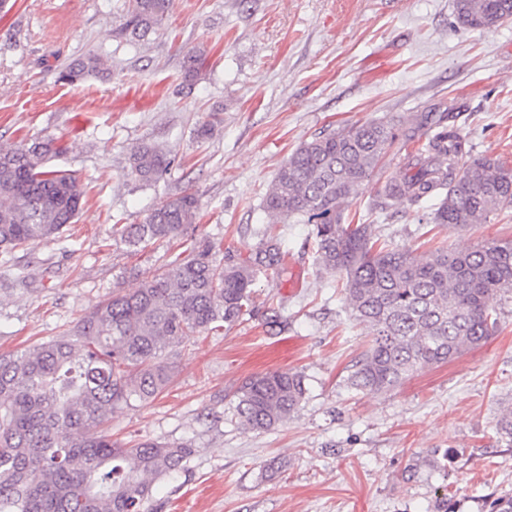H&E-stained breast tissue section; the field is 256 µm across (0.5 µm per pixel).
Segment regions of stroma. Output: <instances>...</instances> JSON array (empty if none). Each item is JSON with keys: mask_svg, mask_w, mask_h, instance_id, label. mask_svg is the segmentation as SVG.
<instances>
[{"mask_svg": "<svg viewBox=\"0 0 512 512\" xmlns=\"http://www.w3.org/2000/svg\"><path fill=\"white\" fill-rule=\"evenodd\" d=\"M454 0H170L162 30L122 35L130 0H6L0 7V143L33 137L65 148L52 168L75 171L85 203L60 238L0 255V354L59 336L116 289L152 275L180 246L133 253L116 224L143 223L185 188L199 199L194 239L217 260L256 265L262 201L303 142L383 119L404 130L424 112L456 113L473 153L512 166V21L489 30L457 24ZM204 63L184 76V53ZM98 54L112 78L59 81L70 59ZM216 126L209 139L195 128ZM136 145L171 164L155 182L128 173ZM406 173L392 144L349 213L383 241L420 253L466 251L512 239V209L451 229L408 202L372 203ZM286 268L261 273L254 300L231 328L190 336L172 355L154 401L112 414L120 442H191L184 472L154 482L147 512H490L512 495V442L497 423L512 407V293L482 346L381 393L346 379L369 346L350 315L342 273L321 270L312 225L274 227ZM302 372L300 410L267 432L233 417L255 374Z\"/></svg>", "mask_w": 512, "mask_h": 512, "instance_id": "obj_1", "label": "stroma"}]
</instances>
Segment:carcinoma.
<instances>
[{
	"instance_id": "1",
	"label": "carcinoma",
	"mask_w": 512,
	"mask_h": 512,
	"mask_svg": "<svg viewBox=\"0 0 512 512\" xmlns=\"http://www.w3.org/2000/svg\"><path fill=\"white\" fill-rule=\"evenodd\" d=\"M170 0H132L125 36L148 38ZM459 25L491 30L512 18V0H454ZM109 77L99 55L75 57L60 73L74 82ZM448 117L415 116L404 132L417 143L409 174L385 182L378 207L433 203L432 223L457 229L512 207V167L474 156ZM395 139L383 120L346 125L302 143L284 161L264 198L267 227L258 267L213 258L194 244L138 288L112 296L60 336L0 356V512H145L153 482L185 469L186 441L121 445L108 432L121 404L154 400L171 380L170 354L187 336L239 322L253 301L261 269L285 268L271 229L296 217L315 225L316 260L345 274L350 314L372 343L348 377L362 392L393 389L418 372L446 364L484 343L499 322L497 296L512 292V240L493 239L463 253L427 255L380 242L372 224L345 223L358 195ZM66 148L35 139L0 146V250L57 237L76 223L84 191L79 178L46 164ZM130 175L156 181L169 166L156 146L131 150ZM198 209L189 189L125 224L120 239L135 251L186 242ZM298 372L257 374L242 383L234 417L249 430L283 424L305 399Z\"/></svg>"
}]
</instances>
